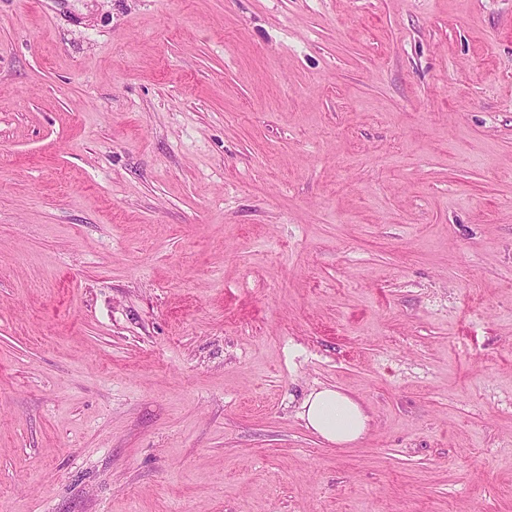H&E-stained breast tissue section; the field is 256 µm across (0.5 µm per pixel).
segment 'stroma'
I'll list each match as a JSON object with an SVG mask.
<instances>
[{
    "label": "stroma",
    "instance_id": "obj_1",
    "mask_svg": "<svg viewBox=\"0 0 512 512\" xmlns=\"http://www.w3.org/2000/svg\"><path fill=\"white\" fill-rule=\"evenodd\" d=\"M0 512H512V0H0ZM299 415L312 432L338 446L358 441L368 428L369 417L361 406L334 387L311 391Z\"/></svg>",
    "mask_w": 512,
    "mask_h": 512
}]
</instances>
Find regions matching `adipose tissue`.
<instances>
[{
    "instance_id": "ef3b65f1",
    "label": "adipose tissue",
    "mask_w": 512,
    "mask_h": 512,
    "mask_svg": "<svg viewBox=\"0 0 512 512\" xmlns=\"http://www.w3.org/2000/svg\"><path fill=\"white\" fill-rule=\"evenodd\" d=\"M307 428L339 446L358 441L368 428V417L351 397L333 387L311 391L301 404Z\"/></svg>"
}]
</instances>
